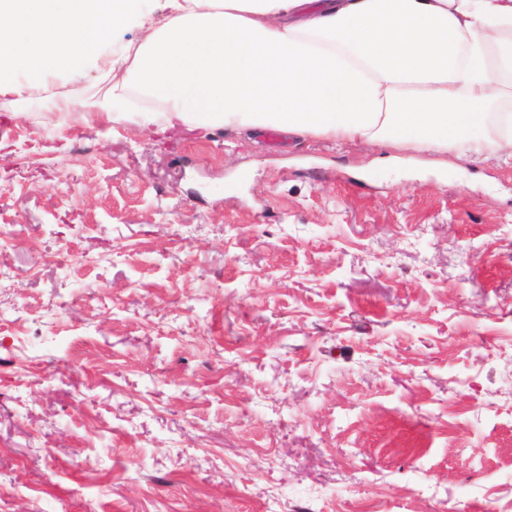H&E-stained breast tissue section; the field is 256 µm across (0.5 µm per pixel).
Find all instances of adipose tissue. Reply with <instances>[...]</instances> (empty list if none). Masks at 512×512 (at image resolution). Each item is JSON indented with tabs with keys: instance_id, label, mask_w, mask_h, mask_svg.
Segmentation results:
<instances>
[{
	"instance_id": "adipose-tissue-1",
	"label": "adipose tissue",
	"mask_w": 512,
	"mask_h": 512,
	"mask_svg": "<svg viewBox=\"0 0 512 512\" xmlns=\"http://www.w3.org/2000/svg\"><path fill=\"white\" fill-rule=\"evenodd\" d=\"M136 0H0V69L78 70ZM113 58L170 119L512 153V0H168Z\"/></svg>"
}]
</instances>
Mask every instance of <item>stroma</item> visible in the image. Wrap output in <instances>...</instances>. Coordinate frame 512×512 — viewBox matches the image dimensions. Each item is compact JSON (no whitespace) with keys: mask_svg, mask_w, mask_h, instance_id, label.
<instances>
[{"mask_svg":"<svg viewBox=\"0 0 512 512\" xmlns=\"http://www.w3.org/2000/svg\"><path fill=\"white\" fill-rule=\"evenodd\" d=\"M139 9L0 78V512H512V155L62 118Z\"/></svg>","mask_w":512,"mask_h":512,"instance_id":"35a3bbf8","label":"stroma"}]
</instances>
